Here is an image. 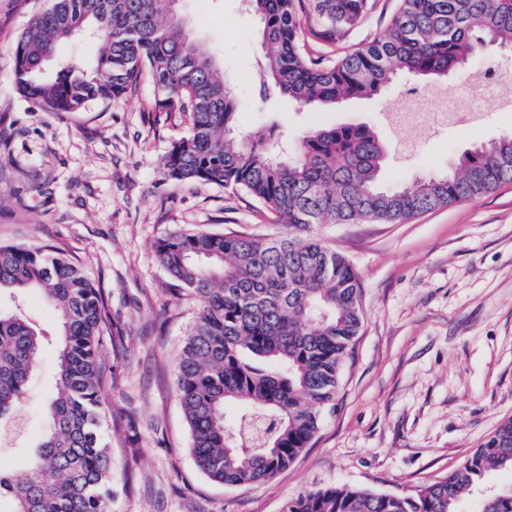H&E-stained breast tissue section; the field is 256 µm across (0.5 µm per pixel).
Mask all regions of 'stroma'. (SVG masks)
Masks as SVG:
<instances>
[{"label":"stroma","mask_w":512,"mask_h":512,"mask_svg":"<svg viewBox=\"0 0 512 512\" xmlns=\"http://www.w3.org/2000/svg\"><path fill=\"white\" fill-rule=\"evenodd\" d=\"M366 23L335 43L305 36L306 51L335 59L383 35L397 0H371ZM48 0H0V243L40 242L81 266L104 291L102 338L112 448V512H285L298 495L332 485L412 494L460 467L512 416V183L427 213L408 224H323L316 232L343 254L362 285L363 322L340 377L334 407L290 466L266 482L215 483L190 453L176 392L177 361L200 307L173 293L152 246L175 232L271 234L272 218L242 193L162 182L159 169L179 134L153 111L149 82L85 112H42L11 80L18 34ZM199 49L212 56L239 106L245 133L370 125L388 145V184L446 169L466 149L512 134V52L500 54V83L473 124L423 129L395 112H440L471 91L463 80L390 90L313 110L262 101L264 48L246 0H177ZM49 331L24 403L27 428L0 464L29 467L57 391V314L35 291L0 297Z\"/></svg>","instance_id":"1"}]
</instances>
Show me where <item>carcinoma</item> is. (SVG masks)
Wrapping results in <instances>:
<instances>
[{"label":"carcinoma","mask_w":512,"mask_h":512,"mask_svg":"<svg viewBox=\"0 0 512 512\" xmlns=\"http://www.w3.org/2000/svg\"><path fill=\"white\" fill-rule=\"evenodd\" d=\"M262 21L264 93L328 106L373 96L400 76H468L487 48L512 51V0H398L387 32L334 61L301 47L304 31L332 43L358 27L370 0H250ZM101 40L97 57L46 72L57 42ZM16 90L43 112H85L153 84V109L183 125L164 156L162 179L244 192L281 225L273 237L198 231L153 250L173 287L201 302L177 364V396L198 469L220 484L272 478L319 431L362 324L361 281L351 263L314 235L318 224H407L512 182V135L464 151L448 168L389 186L386 145L366 123L305 132L277 158L273 134L240 135L237 99L214 59L198 50L171 0H52L13 47ZM38 290L58 313L57 395L48 429L22 475L0 468L9 512H112L101 290L48 247L0 244V292ZM44 341L17 314L0 312V430L14 424ZM243 405L230 421L224 408ZM512 418L463 465L412 495L330 486L299 495L286 512H461L488 476L512 469ZM476 512H512V484L480 498Z\"/></svg>","instance_id":"cac0c4a2"}]
</instances>
